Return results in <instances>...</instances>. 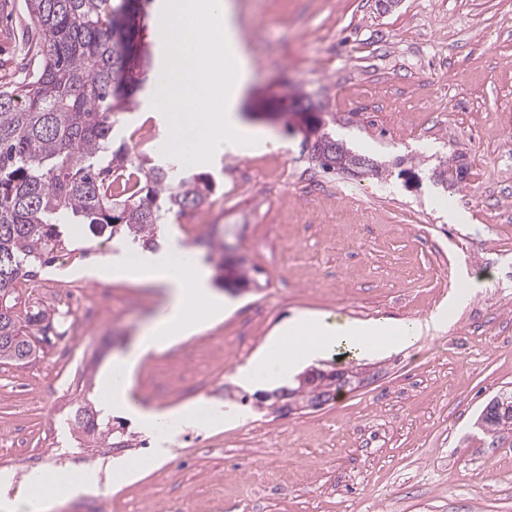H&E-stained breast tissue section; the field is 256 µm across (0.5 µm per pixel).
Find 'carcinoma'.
I'll use <instances>...</instances> for the list:
<instances>
[{
  "label": "carcinoma",
  "mask_w": 512,
  "mask_h": 512,
  "mask_svg": "<svg viewBox=\"0 0 512 512\" xmlns=\"http://www.w3.org/2000/svg\"><path fill=\"white\" fill-rule=\"evenodd\" d=\"M152 0H24L20 28L40 54H22L16 67L28 77L0 86V363H27L46 315L23 313L19 282L52 263L80 230L106 233L115 244L153 247L159 226L203 205L208 178L163 165L136 163L125 144L112 148L114 128L130 109L149 71V53L133 56L144 39L140 24ZM324 170L379 171V165L329 136L313 147ZM205 261L224 285V241H213ZM343 374L318 371L291 392L305 401L317 391L341 392ZM88 400L75 426L93 441L116 436ZM483 433L512 427V400L490 403L479 417Z\"/></svg>",
  "instance_id": "1"
}]
</instances>
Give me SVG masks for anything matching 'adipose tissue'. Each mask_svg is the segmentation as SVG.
Returning a JSON list of instances; mask_svg holds the SVG:
<instances>
[{
	"label": "adipose tissue",
	"instance_id": "obj_1",
	"mask_svg": "<svg viewBox=\"0 0 512 512\" xmlns=\"http://www.w3.org/2000/svg\"><path fill=\"white\" fill-rule=\"evenodd\" d=\"M168 49L167 67L156 81V96L168 111L166 145L187 163L196 164L230 153L242 155L258 143L269 144L261 130L240 119L236 107L252 78V65L240 36L231 0H168L160 30ZM221 53H213L212 43ZM122 270L136 274L152 288L162 289L159 310L143 326L133 346L112 366L105 401L112 408L134 415L145 431H152L161 413L135 404L132 376L149 353L162 352L178 339L209 329L222 320L224 302L212 291L193 253L172 249L160 253L135 252L120 258ZM444 312L427 322L393 324L386 319L361 323L299 312L283 321L260 353L238 368L246 385L280 381L297 366L298 354L307 359L324 356L335 345L359 354H375L416 342L425 326H441ZM28 492L0 497V512H51L55 504L99 489L97 472L77 476L27 477ZM40 495H33V488Z\"/></svg>",
	"mask_w": 512,
	"mask_h": 512
}]
</instances>
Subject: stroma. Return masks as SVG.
Instances as JSON below:
<instances>
[{
  "label": "stroma",
  "instance_id": "stroma-1",
  "mask_svg": "<svg viewBox=\"0 0 512 512\" xmlns=\"http://www.w3.org/2000/svg\"><path fill=\"white\" fill-rule=\"evenodd\" d=\"M233 0L254 75L238 104L245 123L276 147L193 166L214 189L203 223L168 224L163 244L209 251L216 225L224 255L248 269L226 284L231 309L211 329L146 357L132 389L144 406L203 399L226 421L145 433L130 415L110 418L132 442L124 453L75 442L74 410L97 400L104 371L136 342L158 305L155 289L94 272L121 249L73 240L40 284L29 311L56 321L68 304L95 305L97 320L53 330L34 359L0 364V467L9 493L33 471L97 470L99 512H512V430L477 432L492 397L512 394V0ZM0 13V84L21 71L14 29ZM324 129L380 172H324L300 129L302 103ZM166 137L154 83L136 96L117 138L137 159L166 150L133 143ZM462 165L444 184L434 171ZM466 222L449 223L447 210ZM446 304L443 331L412 346L361 356L336 348L302 362L364 368V387L316 410L258 408L274 384L241 385L235 372L281 321L300 310L337 319L420 321ZM168 449L163 463L155 451ZM132 464L114 481L108 462Z\"/></svg>",
  "mask_w": 512,
  "mask_h": 512
}]
</instances>
